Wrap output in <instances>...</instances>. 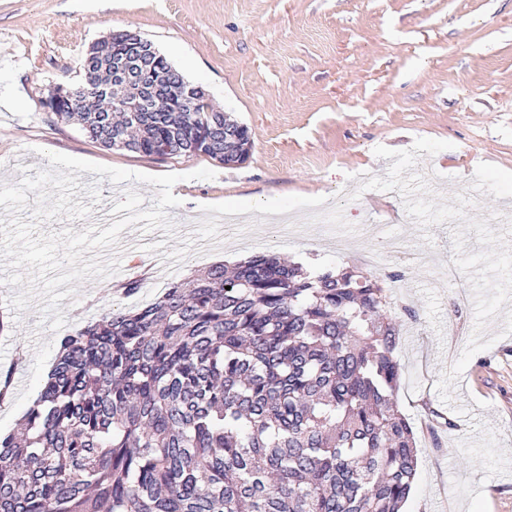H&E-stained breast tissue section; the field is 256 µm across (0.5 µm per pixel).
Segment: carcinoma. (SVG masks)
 I'll return each mask as SVG.
<instances>
[{
  "mask_svg": "<svg viewBox=\"0 0 512 512\" xmlns=\"http://www.w3.org/2000/svg\"><path fill=\"white\" fill-rule=\"evenodd\" d=\"M87 62L112 79L120 32ZM155 80L179 96L175 68ZM131 82L74 110L43 102L105 147L224 153L245 163L249 128L224 112H127ZM380 280L257 254L212 265L156 301L113 310L59 339L21 435L0 434V512H401L416 432L392 398L400 329Z\"/></svg>",
  "mask_w": 512,
  "mask_h": 512,
  "instance_id": "carcinoma-1",
  "label": "carcinoma"
}]
</instances>
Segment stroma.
<instances>
[{"label": "stroma", "mask_w": 512, "mask_h": 512, "mask_svg": "<svg viewBox=\"0 0 512 512\" xmlns=\"http://www.w3.org/2000/svg\"><path fill=\"white\" fill-rule=\"evenodd\" d=\"M116 31L153 42L216 109L247 125L252 155L107 149L43 101L77 80L90 46ZM56 152L149 175L179 172L172 233L132 225L101 258L120 268L23 311L0 287V372L24 384L0 401L15 432L54 364L57 341L115 308L154 301L178 278L274 253L311 268L381 279L387 317L412 305L396 355V402L418 437L406 512H512V0H0V184L48 168ZM207 168L212 180L189 179ZM74 199L157 186L78 175ZM341 223L289 235L313 202ZM139 292L124 295L129 279ZM447 428L428 432V410Z\"/></svg>", "instance_id": "1"}]
</instances>
